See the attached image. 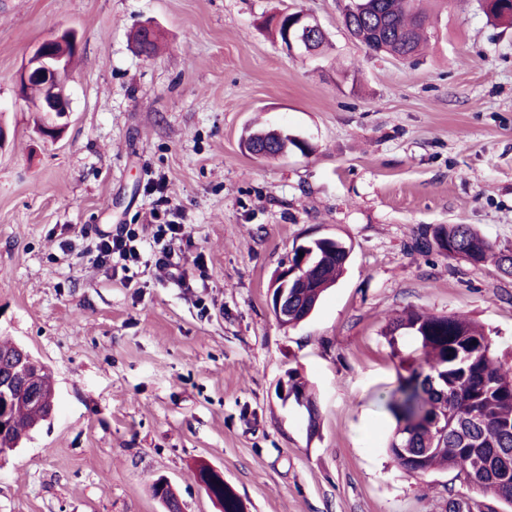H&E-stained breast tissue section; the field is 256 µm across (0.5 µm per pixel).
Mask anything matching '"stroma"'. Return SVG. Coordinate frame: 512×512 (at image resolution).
<instances>
[{"label":"stroma","mask_w":512,"mask_h":512,"mask_svg":"<svg viewBox=\"0 0 512 512\" xmlns=\"http://www.w3.org/2000/svg\"><path fill=\"white\" fill-rule=\"evenodd\" d=\"M430 38L399 60L352 39L342 0H0V340L51 372L55 410L0 456V512H219L197 479L219 471L245 512H448L455 470L411 476L387 450L397 384L383 331L407 309L485 327L512 365V278L438 250L422 229L466 224L512 248V27L477 0H423ZM304 11L328 45L288 54L263 25ZM161 35L141 56L144 23ZM74 31L68 125L41 137L18 97L36 46ZM259 122L307 140L268 158ZM164 178L191 240L181 288L144 254L128 277L97 234L152 221ZM351 249L310 317L281 325L271 277L295 245ZM319 410L283 403L289 370ZM288 385L291 391L295 393V398L303 397L304 402L294 401L298 406H302L308 415V432L313 435L318 426V409L315 398L311 392L308 382L299 374L298 371H288V382L281 381L278 386V394L285 401H289L292 395L288 394Z\"/></svg>","instance_id":"stroma-1"}]
</instances>
